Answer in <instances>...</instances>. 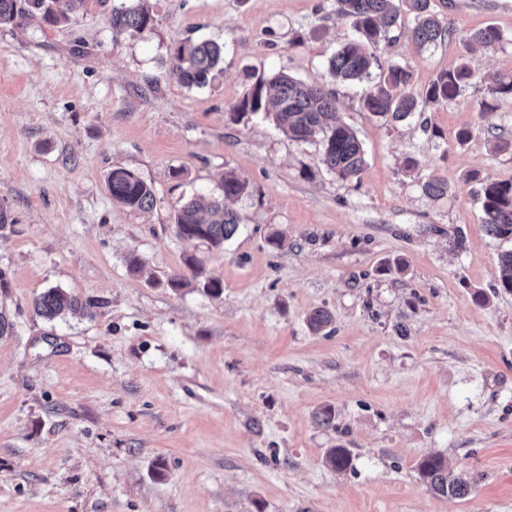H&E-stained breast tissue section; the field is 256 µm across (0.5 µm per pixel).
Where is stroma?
Instances as JSON below:
<instances>
[{
  "label": "stroma",
  "instance_id": "obj_1",
  "mask_svg": "<svg viewBox=\"0 0 512 512\" xmlns=\"http://www.w3.org/2000/svg\"><path fill=\"white\" fill-rule=\"evenodd\" d=\"M148 4L142 34L113 33L99 0L59 27L0 26V310L14 324L0 336V512H512V293L495 279L512 241L486 234L478 196L481 179L512 182V151L495 148L512 140V97L481 117L477 82L387 122L363 110L366 83L328 73L355 34L333 0ZM432 4L453 38L417 48L402 15L382 66L411 70L418 93L464 54L512 72V0ZM488 25L502 42L466 53L465 33ZM208 39L223 73L182 85L173 49ZM281 72L333 88L365 150L358 177L330 173L319 138L234 120ZM115 168L152 185V210L113 201ZM230 170L248 183L236 234L181 239L177 209L218 195ZM432 176L444 198L423 193ZM190 256L221 296L169 286ZM55 287L93 316L36 315ZM316 309L333 315L317 333ZM337 446L347 470L324 463ZM428 455L465 474L466 497L429 490Z\"/></svg>",
  "mask_w": 512,
  "mask_h": 512
}]
</instances>
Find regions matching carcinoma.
Listing matches in <instances>:
<instances>
[{
    "label": "carcinoma",
    "instance_id": "carcinoma-1",
    "mask_svg": "<svg viewBox=\"0 0 512 512\" xmlns=\"http://www.w3.org/2000/svg\"><path fill=\"white\" fill-rule=\"evenodd\" d=\"M87 0H0V25H21L40 19L49 26L66 24L71 17L84 10ZM336 13L351 21L358 37L348 41L329 59L330 75L337 81L361 82L371 76L379 65L378 51L388 47L393 38L391 30L397 26L402 11L413 16V42L420 48L451 35L430 11L431 0H334ZM112 30L142 33L153 26V15L148 0H127L112 7L109 15ZM502 41L500 31L486 26L466 33L465 49L490 47ZM224 46L214 41L187 42L176 48L171 60V74L188 87H202L222 70ZM412 74L406 67L391 65L379 74V79L362 98L364 111L380 118L403 121L416 112H431L437 106L453 99L459 91L481 82L488 89L489 98L482 101L480 112L487 117L495 111L493 101L501 96L512 97V73H478L462 59L456 66L440 73L421 95L410 91ZM274 109L273 120L278 129L294 140H304L316 133L322 134L321 161L340 180L358 176L365 164V152L356 132L341 118L336 107L335 93L324 86L309 84L279 73L272 79L257 83L244 99L233 107L234 116L241 119ZM113 201L132 210L147 211L154 207L153 188L134 172L116 168L107 177ZM248 184L235 172L224 174L221 194L217 197L195 196L185 202L174 217L178 233L185 239L203 240L214 247L224 246L238 229L234 211L226 201L238 198L247 191ZM422 191L432 199L448 195V184L433 178L425 181ZM479 198L484 213L483 224L487 234L512 240V183L492 179L481 181ZM496 281L501 288L512 291V249L501 253ZM83 303L61 288H50L36 300V313L52 321L67 312L87 310ZM309 328L321 331L332 321L324 309L314 310L306 317ZM352 462L347 448H331L325 463L334 470H345ZM421 479L428 488L441 496L461 498L468 494V482L448 469L446 460L437 455L424 457L418 464Z\"/></svg>",
    "mask_w": 512,
    "mask_h": 512
}]
</instances>
